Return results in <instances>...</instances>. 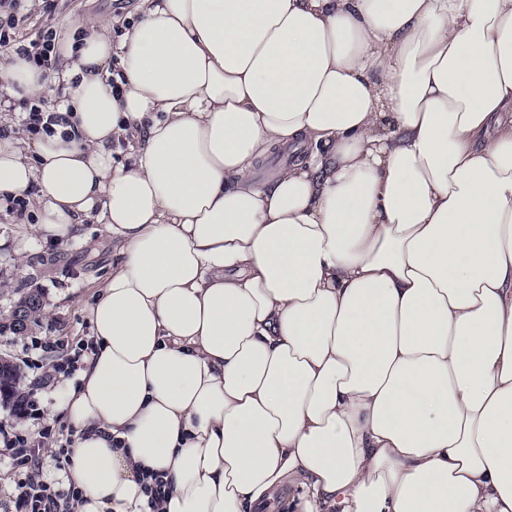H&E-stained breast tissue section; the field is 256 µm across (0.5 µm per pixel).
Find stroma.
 Returning a JSON list of instances; mask_svg holds the SVG:
<instances>
[{
	"instance_id": "35a3bbf8",
	"label": "stroma",
	"mask_w": 512,
	"mask_h": 512,
	"mask_svg": "<svg viewBox=\"0 0 512 512\" xmlns=\"http://www.w3.org/2000/svg\"><path fill=\"white\" fill-rule=\"evenodd\" d=\"M141 0H42L31 11L23 29L31 36L40 26L51 25L60 40L70 38L81 20L91 17L111 34H118L123 23L137 20ZM23 216L0 211V323L8 318L19 296L36 292L41 296L42 314L19 334L0 335V357L20 366L22 385L64 364L91 334L87 307L112 270V238L104 225L89 219L64 242L43 239L38 231L35 197H28ZM56 342L54 353L46 354L32 346L33 338ZM71 379L56 374L51 387L39 390L40 411L36 417L19 418L11 406L0 404V424L15 426L38 438L47 427L59 440L72 432L60 408L64 387Z\"/></svg>"
}]
</instances>
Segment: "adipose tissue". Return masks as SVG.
Wrapping results in <instances>:
<instances>
[{
  "mask_svg": "<svg viewBox=\"0 0 512 512\" xmlns=\"http://www.w3.org/2000/svg\"><path fill=\"white\" fill-rule=\"evenodd\" d=\"M65 54L78 122L0 141V209L35 185L43 238L115 243L76 512H148L147 471L163 512L289 478L305 512H512V0H143ZM45 89L10 47L0 109Z\"/></svg>",
  "mask_w": 512,
  "mask_h": 512,
  "instance_id": "adipose-tissue-1",
  "label": "adipose tissue"
}]
</instances>
